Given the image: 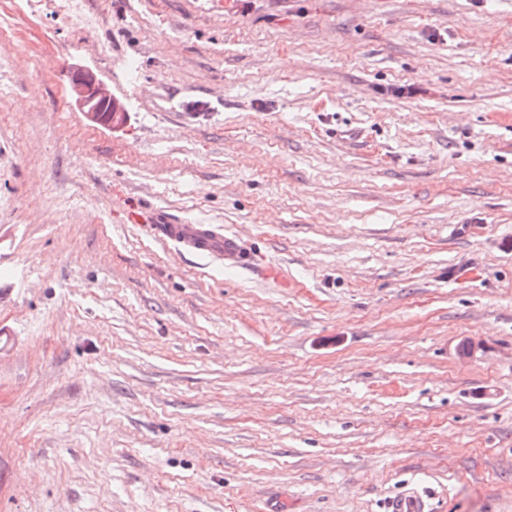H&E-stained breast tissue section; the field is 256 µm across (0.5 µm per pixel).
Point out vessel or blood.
<instances>
[{
	"label": "vessel or blood",
	"instance_id": "vessel-or-blood-1",
	"mask_svg": "<svg viewBox=\"0 0 512 512\" xmlns=\"http://www.w3.org/2000/svg\"><path fill=\"white\" fill-rule=\"evenodd\" d=\"M154 224L159 238L176 244L182 250L230 267L247 264L240 240L224 234L221 226L177 222L162 213L156 214ZM391 512H428V504L418 491L409 490L393 500Z\"/></svg>",
	"mask_w": 512,
	"mask_h": 512
}]
</instances>
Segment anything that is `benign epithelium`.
<instances>
[{"label": "benign epithelium", "instance_id": "7a95c632", "mask_svg": "<svg viewBox=\"0 0 512 512\" xmlns=\"http://www.w3.org/2000/svg\"><path fill=\"white\" fill-rule=\"evenodd\" d=\"M70 87L78 109L90 122L110 129L125 123L124 106L92 70L84 67L72 69Z\"/></svg>", "mask_w": 512, "mask_h": 512}]
</instances>
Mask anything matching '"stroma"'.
<instances>
[{
  "label": "stroma",
  "instance_id": "1",
  "mask_svg": "<svg viewBox=\"0 0 512 512\" xmlns=\"http://www.w3.org/2000/svg\"><path fill=\"white\" fill-rule=\"evenodd\" d=\"M84 2L9 42L0 512H512V0ZM56 5L70 25L85 28L93 24V19L83 10L82 0H61ZM70 87L78 109L90 122L110 129L119 128L125 123L124 106L112 96L92 70L73 68ZM153 224L159 238L211 263H224L230 267L249 265L241 241L235 235H224L221 226L176 222L163 213L156 214ZM391 512H428V504L416 490H408L393 500Z\"/></svg>",
  "mask_w": 512,
  "mask_h": 512
}]
</instances>
